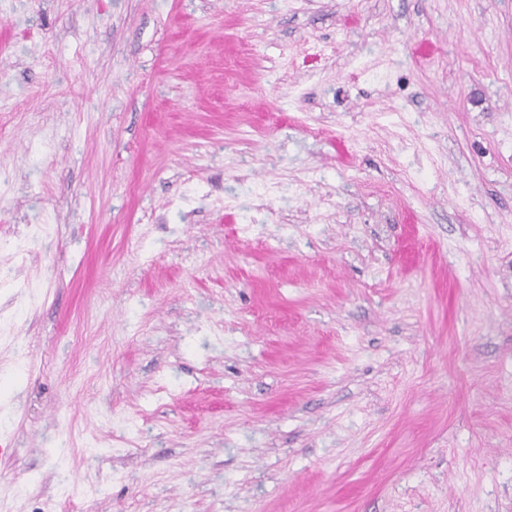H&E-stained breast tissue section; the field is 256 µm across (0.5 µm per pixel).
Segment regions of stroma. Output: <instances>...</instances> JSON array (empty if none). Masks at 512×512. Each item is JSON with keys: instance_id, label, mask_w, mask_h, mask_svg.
<instances>
[{"instance_id": "stroma-1", "label": "stroma", "mask_w": 512, "mask_h": 512, "mask_svg": "<svg viewBox=\"0 0 512 512\" xmlns=\"http://www.w3.org/2000/svg\"><path fill=\"white\" fill-rule=\"evenodd\" d=\"M0 512H512V0H0Z\"/></svg>"}]
</instances>
